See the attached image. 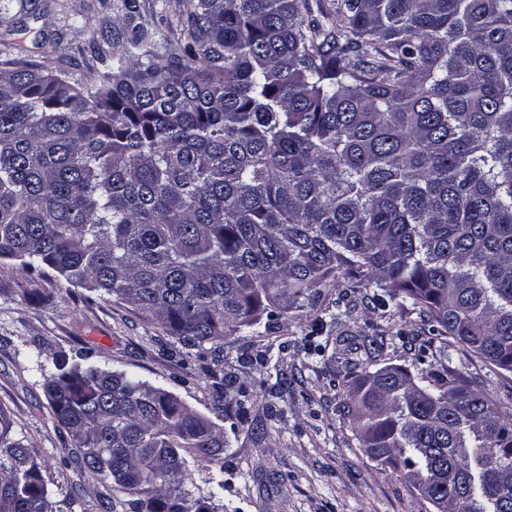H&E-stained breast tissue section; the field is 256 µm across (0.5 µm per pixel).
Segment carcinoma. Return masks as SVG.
<instances>
[{"mask_svg":"<svg viewBox=\"0 0 512 512\" xmlns=\"http://www.w3.org/2000/svg\"><path fill=\"white\" fill-rule=\"evenodd\" d=\"M317 10H312L311 2ZM83 82L0 67V260L134 304L180 354L373 284L512 373V0H187ZM52 356L53 419L112 512H220L186 488L224 428L123 370ZM447 512H512V416L451 369L384 366L339 406ZM0 410V512H54Z\"/></svg>","mask_w":512,"mask_h":512,"instance_id":"carcinoma-1","label":"carcinoma"}]
</instances>
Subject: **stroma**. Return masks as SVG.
Masks as SVG:
<instances>
[{
    "label": "stroma",
    "mask_w": 512,
    "mask_h": 512,
    "mask_svg": "<svg viewBox=\"0 0 512 512\" xmlns=\"http://www.w3.org/2000/svg\"><path fill=\"white\" fill-rule=\"evenodd\" d=\"M134 3L130 13L124 0H0V62L83 81L138 27L161 52H176L186 0ZM376 292L328 279L307 314L226 337L217 365L209 352L185 362L169 356L170 337L125 301L2 260L0 409L32 454L49 462L55 512H106L100 502L112 494L110 481L80 472L45 394L53 353L84 350L91 363L162 387L198 414L211 418L223 407L224 512H433L399 474L364 453L339 405L360 375L391 365L414 375L452 369L512 413V374L431 336L418 314L378 307ZM372 339L383 343L381 356L350 348ZM272 343L288 349L265 367L241 364L243 354Z\"/></svg>",
    "instance_id": "35a3bbf8"
}]
</instances>
